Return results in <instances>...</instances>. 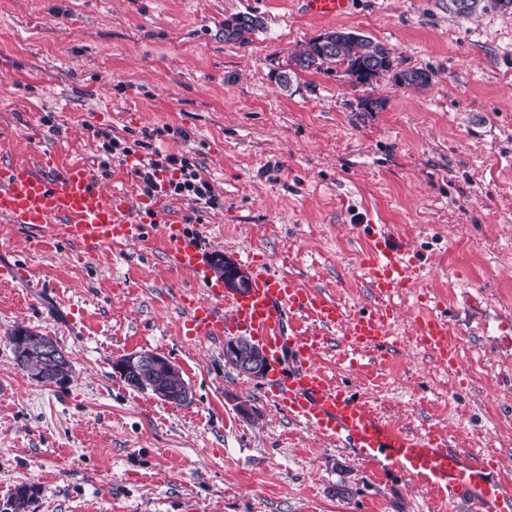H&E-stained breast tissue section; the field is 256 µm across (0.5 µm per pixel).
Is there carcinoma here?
<instances>
[{"instance_id": "carcinoma-1", "label": "carcinoma", "mask_w": 512, "mask_h": 512, "mask_svg": "<svg viewBox=\"0 0 512 512\" xmlns=\"http://www.w3.org/2000/svg\"><path fill=\"white\" fill-rule=\"evenodd\" d=\"M261 27L262 23L257 17L250 14H239L236 16V25L225 36V39L244 44L249 42V37ZM330 35H337L343 39V43L334 55L328 54L324 45L315 39L310 40L305 48L296 51V54L308 61L305 69L321 71L325 68L329 70L333 65H340L343 67L344 77L355 88L370 86L389 72L387 66L383 64L377 66L370 61V58L377 54L384 56L392 53V50L386 48L385 44L351 32L332 31ZM8 342L11 345L14 360L19 367L32 369L35 373L42 375V380L50 385H57L69 380L72 373L70 362L59 363L42 357L43 344L54 343L52 338L43 336L27 327H17L8 336ZM120 378L131 388L154 396L161 393V387L164 385L176 388L188 386L183 377L168 373L162 364L149 371L122 372ZM38 493L37 486L33 484L18 485L9 502L11 512H28Z\"/></svg>"}]
</instances>
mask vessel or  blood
I'll list each match as a JSON object with an SVG mask.
<instances>
[{
	"label": "vessel or blood",
	"instance_id": "vessel-or-blood-1",
	"mask_svg": "<svg viewBox=\"0 0 512 512\" xmlns=\"http://www.w3.org/2000/svg\"><path fill=\"white\" fill-rule=\"evenodd\" d=\"M351 6L352 0H303L305 12L316 19L345 15ZM147 210L163 220L160 237L167 263L204 289L180 321L183 336H254L272 354L287 357L289 373L276 379L272 395L289 418L340 441L376 469L401 472L453 496H469L477 512H512V497L496 462L481 452L451 448L383 420L318 365V353L332 336L340 337L354 356L393 345L390 306L344 311L322 289L298 283L269 262L253 258L248 261V290L225 294L200 260L199 236L168 218L164 195L134 205L125 194L104 188L86 163L62 162L54 150L29 161L0 163V221L47 228L64 244L95 252L118 243L148 241L151 232L143 216ZM370 237L371 247L361 262L369 288L387 298L419 285L423 266L396 241L388 225H372ZM412 334L429 352L455 360V337L445 316L421 312Z\"/></svg>",
	"mask_w": 512,
	"mask_h": 512
}]
</instances>
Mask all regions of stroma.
Instances as JSON below:
<instances>
[{"label":"stroma","mask_w":512,"mask_h":512,"mask_svg":"<svg viewBox=\"0 0 512 512\" xmlns=\"http://www.w3.org/2000/svg\"><path fill=\"white\" fill-rule=\"evenodd\" d=\"M244 13L262 29L225 40V18ZM331 30L386 44L431 82L355 88L338 67L291 68ZM368 95L385 109L360 111ZM0 127V159L55 148L93 167L97 131L131 144L163 129L154 146L195 158L219 198L169 199L204 256L264 259L347 310L375 302L364 225H393L426 268L396 300L395 345L352 366L336 344L318 362L380 417L484 449L512 483V11L354 0L321 20L299 0H0ZM23 265L29 279L0 283V512L22 483L39 488L30 512H475L289 419L265 383L225 366L224 339L182 336L201 291L160 238L90 256L0 222V269ZM423 306L465 340L455 364L416 346ZM19 326L59 342L66 385L16 365ZM135 351L175 363L191 402L126 385L113 363Z\"/></svg>","instance_id":"35a3bbf8"}]
</instances>
